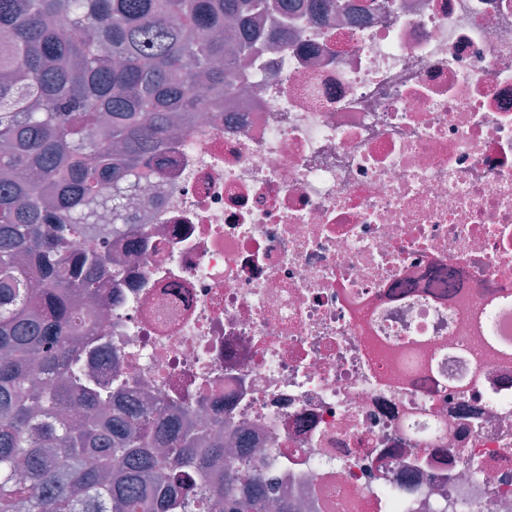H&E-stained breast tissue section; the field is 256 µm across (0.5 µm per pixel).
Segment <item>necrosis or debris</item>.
Here are the masks:
<instances>
[{"instance_id": "necrosis-or-debris-1", "label": "necrosis or debris", "mask_w": 512, "mask_h": 512, "mask_svg": "<svg viewBox=\"0 0 512 512\" xmlns=\"http://www.w3.org/2000/svg\"><path fill=\"white\" fill-rule=\"evenodd\" d=\"M289 19L79 238L117 277L85 365L206 424L299 512H512V0Z\"/></svg>"}]
</instances>
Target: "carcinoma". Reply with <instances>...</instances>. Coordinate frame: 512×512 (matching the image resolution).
<instances>
[{"instance_id": "obj_1", "label": "carcinoma", "mask_w": 512, "mask_h": 512, "mask_svg": "<svg viewBox=\"0 0 512 512\" xmlns=\"http://www.w3.org/2000/svg\"><path fill=\"white\" fill-rule=\"evenodd\" d=\"M335 0H0V512H269L206 444L85 372L82 298L126 230L124 189L183 112L217 110L269 19Z\"/></svg>"}]
</instances>
